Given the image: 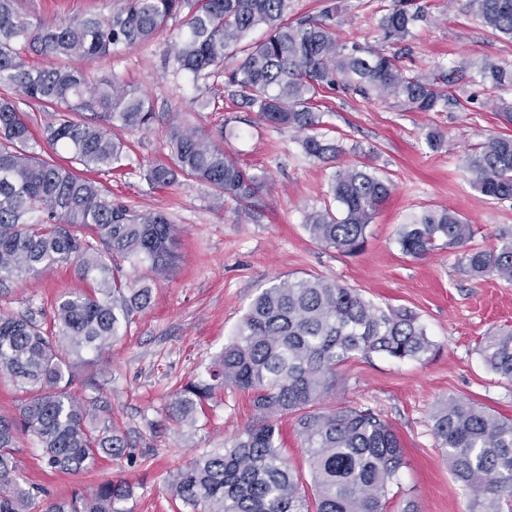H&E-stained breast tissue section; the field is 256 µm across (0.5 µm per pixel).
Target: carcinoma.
<instances>
[{"instance_id": "obj_1", "label": "carcinoma", "mask_w": 512, "mask_h": 512, "mask_svg": "<svg viewBox=\"0 0 512 512\" xmlns=\"http://www.w3.org/2000/svg\"><path fill=\"white\" fill-rule=\"evenodd\" d=\"M107 12L30 22L18 0H0V86L51 109L41 139L15 101L0 97V284L73 264L90 290L61 297L50 325L33 317L0 314V372L24 393L18 417H0V512H26L30 489L20 481L14 441L35 438L51 471L80 472L103 456H121L128 440L112 425L106 406L83 402L69 387L83 354L96 355L151 305L153 282L176 256L173 225L161 211L137 210L112 197L89 172L124 167L129 145L114 131H144L156 120L153 102L117 78L90 85L79 66L38 68L27 50L55 60L91 62L180 29L168 63L194 87L223 79L236 108L274 128L300 134L304 154L336 158L319 98L341 89L364 99L392 98L415 112H433L449 100L458 73L474 83L512 84V70L488 61H464L450 71L411 74L401 45L427 4L393 0L379 20L375 43L347 45L336 38V5L291 20L288 0H106ZM467 11L491 32L512 40V0H466ZM265 36L249 42V34ZM89 112L92 118L80 120ZM168 158L147 171L166 188L199 181L215 200L254 198L266 174L251 173L224 150V129L211 131L173 118L166 131ZM71 154L58 164L52 154ZM464 168L491 200L512 199V137L490 136L466 153ZM328 206L306 216L311 239L346 254L360 252L366 230L393 185L356 166L336 171ZM472 225L450 210H426L401 226L397 243L415 258L465 245ZM137 275L126 277L122 264ZM473 276L512 283V234L491 250L463 253ZM435 351L418 317L407 308L382 309L359 291L322 277L287 278L265 289L249 307L209 378L183 386L172 416L189 427L215 392L226 386L253 395L256 420L224 448L200 456L171 478L173 499L189 512H387L403 464L394 427L370 409L327 408L336 369L361 355L424 361ZM479 351L494 373L512 380V327L483 338ZM296 418L311 474V497L283 456L274 420ZM433 431L448 469L474 496L478 512H512V417L450 399ZM132 487L109 480L93 491L50 503L46 512H124Z\"/></svg>"}]
</instances>
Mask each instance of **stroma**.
Here are the masks:
<instances>
[{
	"label": "stroma",
	"instance_id": "stroma-1",
	"mask_svg": "<svg viewBox=\"0 0 512 512\" xmlns=\"http://www.w3.org/2000/svg\"><path fill=\"white\" fill-rule=\"evenodd\" d=\"M336 36L344 43L374 42L391 0H335ZM427 22L413 29L403 65L420 74L450 68L461 59H487L512 70V41L498 38L463 7L461 0H427ZM30 19L51 21L94 14L104 0H21ZM175 26L155 39L87 63L91 81L117 77L152 97L157 120L128 134L129 170L102 176L118 198L140 210L167 214L175 228V269L155 282L152 303L78 371L72 385L80 400L106 405L132 445L130 455L105 457L80 474L44 469L29 435L15 441L21 481L43 488L27 512H45L49 502L90 491L108 480L133 488L128 512H174L169 480L178 468L230 442L255 417L250 393L226 388L209 401L195 427L176 422L171 403L185 383L207 378L214 362L254 298L275 281L319 276L359 290L379 307L412 310L435 344L425 361L396 362L383 355L359 356L340 369L325 406L369 408L396 429L404 464L393 487L390 512H470L472 495L448 469L433 433V415L451 397L471 399L512 416V381L488 369L478 345L489 332L512 325V284L474 277L459 265L461 249H439L425 258L402 253L397 231L427 209H449L469 221V248L489 250L503 230H512V200L488 199L472 185L465 153L491 135H512L501 111L512 103V85L490 88L461 80L454 104L437 112H414L394 100L366 101L341 91L328 94L325 120L343 152L336 163L307 158L299 133L269 127L255 113L229 101L198 111L185 76L167 67ZM224 128V148L268 181L253 199L251 217L240 218L233 200L217 204L199 182L166 189L146 178L165 160L170 119ZM442 135L438 149L428 130ZM366 166L394 184L391 197L368 227L364 249L345 255L312 240L306 214L323 209L336 167ZM76 268L57 265L0 288V313L50 319L55 302L84 289Z\"/></svg>",
	"mask_w": 512,
	"mask_h": 512
}]
</instances>
